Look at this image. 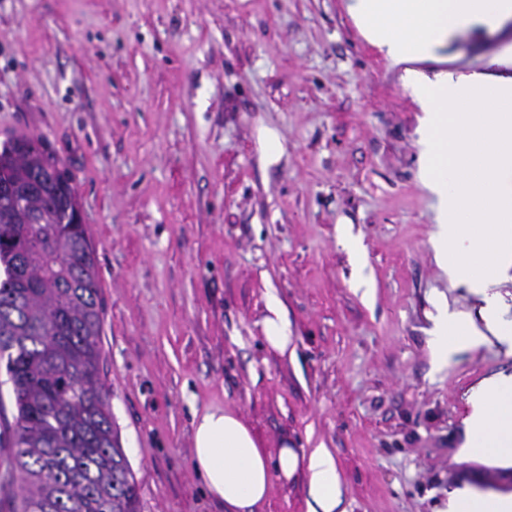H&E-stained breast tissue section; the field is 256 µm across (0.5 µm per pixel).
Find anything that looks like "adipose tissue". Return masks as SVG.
I'll return each mask as SVG.
<instances>
[{"instance_id":"adipose-tissue-1","label":"adipose tissue","mask_w":512,"mask_h":512,"mask_svg":"<svg viewBox=\"0 0 512 512\" xmlns=\"http://www.w3.org/2000/svg\"><path fill=\"white\" fill-rule=\"evenodd\" d=\"M360 34L391 64L404 68L402 90L423 114L421 170L437 201L432 238L436 262L451 280L480 297V320L435 304L431 343L437 364L461 351L496 344L512 353V321L491 285L512 271V51L496 53L497 73L441 71L420 63L467 34L493 33L512 22V0H347ZM464 446L489 466H512V375L485 378L468 398ZM192 468L225 512H250L273 480L302 475L308 512H344L335 456L282 446L269 455L234 411L196 416ZM444 512H512V491L461 483Z\"/></svg>"}]
</instances>
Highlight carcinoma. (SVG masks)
<instances>
[{
    "mask_svg": "<svg viewBox=\"0 0 512 512\" xmlns=\"http://www.w3.org/2000/svg\"><path fill=\"white\" fill-rule=\"evenodd\" d=\"M0 362L16 409L6 447L17 512H140L137 484L99 378L95 250L64 224L77 194L41 144L0 146Z\"/></svg>",
    "mask_w": 512,
    "mask_h": 512,
    "instance_id": "obj_1",
    "label": "carcinoma"
}]
</instances>
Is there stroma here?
Wrapping results in <instances>:
<instances>
[{
	"label": "stroma",
	"instance_id": "35a3bbf8",
	"mask_svg": "<svg viewBox=\"0 0 512 512\" xmlns=\"http://www.w3.org/2000/svg\"><path fill=\"white\" fill-rule=\"evenodd\" d=\"M511 42L512 25L463 37L423 68L482 70ZM400 75L346 0H0V143L41 141L76 189L99 377L141 512H224L191 466L211 407L239 413L268 454L329 448L345 512H443L456 480L512 481L458 459L471 392L511 374L512 355L431 356L434 300H480L433 257ZM272 293L284 356L264 341ZM308 499L302 477L277 480L254 512Z\"/></svg>",
	"mask_w": 512,
	"mask_h": 512
}]
</instances>
